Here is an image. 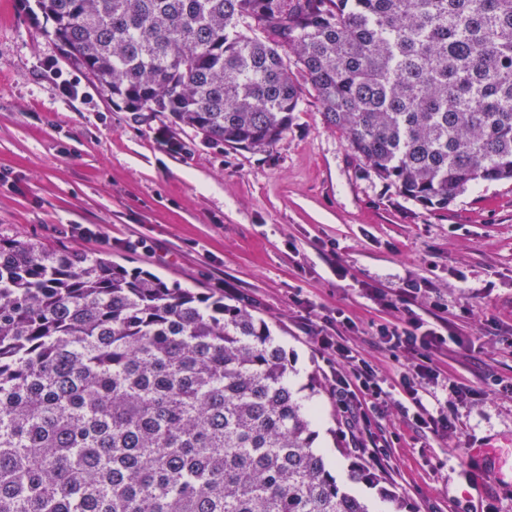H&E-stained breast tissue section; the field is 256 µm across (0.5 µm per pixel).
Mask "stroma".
Listing matches in <instances>:
<instances>
[{"instance_id": "stroma-1", "label": "stroma", "mask_w": 512, "mask_h": 512, "mask_svg": "<svg viewBox=\"0 0 512 512\" xmlns=\"http://www.w3.org/2000/svg\"><path fill=\"white\" fill-rule=\"evenodd\" d=\"M76 84L68 96L50 68ZM189 151L165 144L159 121H135L69 65L23 9L0 0V237L69 245L150 271L179 287L224 289L251 305L301 376L321 419L316 443L341 463L339 484L410 512H512V468L487 474L473 448L512 459V394L449 406L459 433L422 436L397 410L403 370L376 348L394 321L369 289L391 294L429 280L448 303L420 314L448 338L444 374L480 389L485 374L512 385V181L471 186L445 209L404 199L369 173L304 94L291 127L268 151L219 149L193 131ZM78 224L92 239L69 235ZM342 311L353 346L394 391L382 420L391 455L386 493L355 477L354 441L330 393L329 368L295 297ZM493 319L496 334L485 330Z\"/></svg>"}]
</instances>
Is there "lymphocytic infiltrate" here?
<instances>
[{"mask_svg":"<svg viewBox=\"0 0 512 512\" xmlns=\"http://www.w3.org/2000/svg\"><path fill=\"white\" fill-rule=\"evenodd\" d=\"M370 296L398 314L396 322L378 326L374 344L378 349L404 354L407 360L400 381L407 400L400 408L402 417L422 434H456L455 421L443 409H428L423 402L424 397L439 391L445 392L450 402L465 400L474 393L467 384L441 377L435 356L447 348L448 340L417 311L423 296L430 298L433 308H444L442 296L426 280L408 281L393 295L374 290ZM353 329V323L340 314L322 316L320 323L311 327L318 349L327 354L332 366L331 390L348 430L352 435L373 439L381 430L379 419L389 393L376 369L349 344L347 335Z\"/></svg>","mask_w":512,"mask_h":512,"instance_id":"obj_1","label":"lymphocytic infiltrate"}]
</instances>
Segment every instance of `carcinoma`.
Wrapping results in <instances>:
<instances>
[{
    "instance_id": "obj_1",
    "label": "carcinoma",
    "mask_w": 512,
    "mask_h": 512,
    "mask_svg": "<svg viewBox=\"0 0 512 512\" xmlns=\"http://www.w3.org/2000/svg\"><path fill=\"white\" fill-rule=\"evenodd\" d=\"M173 152L264 151L303 92L409 200L512 179V0H34ZM245 306L0 238V512H372Z\"/></svg>"
}]
</instances>
